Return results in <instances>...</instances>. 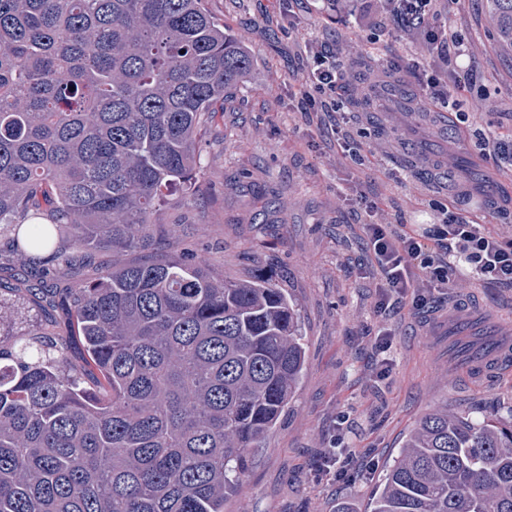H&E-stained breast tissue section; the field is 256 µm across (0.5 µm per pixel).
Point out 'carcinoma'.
<instances>
[{
  "mask_svg": "<svg viewBox=\"0 0 512 512\" xmlns=\"http://www.w3.org/2000/svg\"><path fill=\"white\" fill-rule=\"evenodd\" d=\"M486 22L511 38L512 0ZM253 64L203 0H0V268L116 256L60 292V336L13 332L0 303V512H224L292 398L306 350L283 289L192 255L124 259ZM386 95L411 98L398 80ZM367 512H512V417L429 410Z\"/></svg>",
  "mask_w": 512,
  "mask_h": 512,
  "instance_id": "carcinoma-1",
  "label": "carcinoma"
}]
</instances>
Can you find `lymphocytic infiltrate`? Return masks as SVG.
<instances>
[{
  "label": "lymphocytic infiltrate",
  "instance_id": "lymphocytic-infiltrate-1",
  "mask_svg": "<svg viewBox=\"0 0 512 512\" xmlns=\"http://www.w3.org/2000/svg\"><path fill=\"white\" fill-rule=\"evenodd\" d=\"M427 23L423 30L426 48H440L442 64L426 80L432 97L444 100V78L458 71L459 59L468 69L480 66L463 24L447 27L446 18L455 16L459 0H414ZM310 62L297 75L303 90V109L317 115L335 111L339 90V63L349 52L343 37L329 48L316 50L308 39L297 43ZM439 223L410 229L388 220L377 204H367L362 229L366 245L374 254V272L382 282V294L375 310L384 309L395 296L412 295L416 308L428 303L429 295L444 293L463 285L490 284L512 288V225L488 226L481 213L465 214L441 207Z\"/></svg>",
  "mask_w": 512,
  "mask_h": 512
}]
</instances>
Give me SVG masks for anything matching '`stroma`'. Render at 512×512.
Masks as SVG:
<instances>
[{
    "label": "stroma",
    "instance_id": "35a3bbf8",
    "mask_svg": "<svg viewBox=\"0 0 512 512\" xmlns=\"http://www.w3.org/2000/svg\"><path fill=\"white\" fill-rule=\"evenodd\" d=\"M221 25L241 35L254 65L235 100L216 113L201 138L195 190L176 195L165 213L176 225L175 246L193 253L214 275L266 276L296 302L306 359L296 395L263 439L239 492L224 512H335L338 503H366L378 474L335 480L320 472V453L347 416V444L377 466L396 455L401 439L440 402L479 416L512 414V378L475 381L469 355L482 342L477 328L448 335L446 311L415 310L410 300L376 313L378 282L361 239L363 207L347 194L358 171L377 190L376 203L405 224H432L436 204L456 198L462 180L491 185L499 157L476 162L474 141L452 142L433 104L422 111L383 94L363 96L364 78L388 72L404 78L414 100L426 89L405 71L434 65L437 55L418 43V30L378 12H340L329 0H205ZM486 0H464L474 44L485 63L471 76L475 89L458 96L490 137L512 130V60L494 49L485 27ZM301 17L320 42L336 36L354 44L342 63L344 107L325 121L304 115L295 81L302 65L289 13ZM350 133L362 165L336 155L337 131ZM112 265L98 249L59 266L57 283L90 282ZM466 306L480 325L512 312V292L487 285ZM393 333L388 368L374 341Z\"/></svg>",
    "mask_w": 512,
    "mask_h": 512
}]
</instances>
